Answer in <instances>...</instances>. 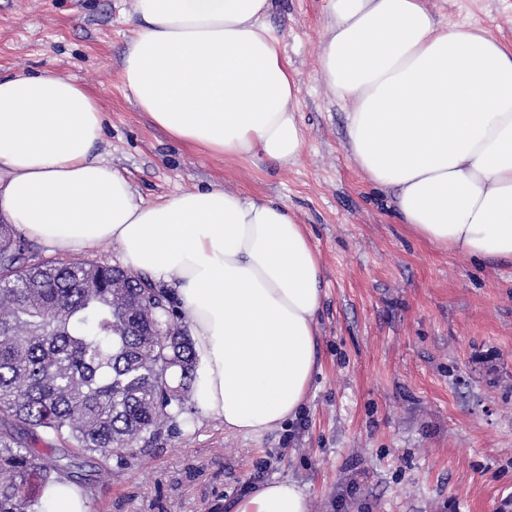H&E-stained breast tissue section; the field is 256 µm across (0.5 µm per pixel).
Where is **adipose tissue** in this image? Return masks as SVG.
I'll list each match as a JSON object with an SVG mask.
<instances>
[{
  "mask_svg": "<svg viewBox=\"0 0 512 512\" xmlns=\"http://www.w3.org/2000/svg\"><path fill=\"white\" fill-rule=\"evenodd\" d=\"M272 0H133L122 78L176 143L297 162L296 74L265 22ZM320 72L347 107L346 149L391 192L418 240L512 262V46L440 25L426 0H329ZM99 100L52 71L0 77V222L64 254L114 241L173 287L196 358L202 415L246 435L295 420L318 364L319 254L286 205L212 184L139 198L94 148ZM274 480L234 512H309Z\"/></svg>",
  "mask_w": 512,
  "mask_h": 512,
  "instance_id": "obj_1",
  "label": "adipose tissue"
}]
</instances>
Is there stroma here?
Listing matches in <instances>:
<instances>
[{"mask_svg":"<svg viewBox=\"0 0 512 512\" xmlns=\"http://www.w3.org/2000/svg\"><path fill=\"white\" fill-rule=\"evenodd\" d=\"M328 0H274L306 146L282 167L172 142L140 112L121 69L132 0H0V76L53 71L99 98L96 152L144 202L217 182L286 203L325 277L319 365L290 426L260 436L188 407L135 467L76 458L101 483L88 512H231L246 487L289 480L311 512H502L512 501V264L413 238L345 147V106L319 72ZM444 25L512 44V0H427Z\"/></svg>","mask_w":512,"mask_h":512,"instance_id":"1","label":"stroma"}]
</instances>
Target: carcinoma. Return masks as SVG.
<instances>
[{"label": "carcinoma", "mask_w": 512, "mask_h": 512, "mask_svg": "<svg viewBox=\"0 0 512 512\" xmlns=\"http://www.w3.org/2000/svg\"><path fill=\"white\" fill-rule=\"evenodd\" d=\"M125 270L81 261L31 262L0 224V512H41L54 479L74 481L48 440L137 465L176 425L195 356L162 288H123Z\"/></svg>", "instance_id": "obj_1"}]
</instances>
